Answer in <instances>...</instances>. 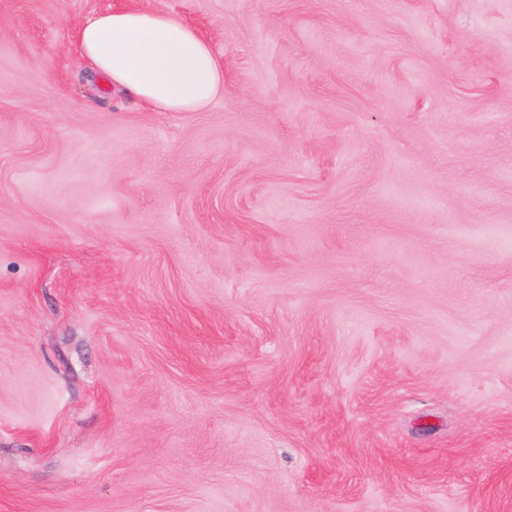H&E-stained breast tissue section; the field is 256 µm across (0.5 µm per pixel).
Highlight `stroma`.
Returning a JSON list of instances; mask_svg holds the SVG:
<instances>
[{
	"label": "stroma",
	"mask_w": 512,
	"mask_h": 512,
	"mask_svg": "<svg viewBox=\"0 0 512 512\" xmlns=\"http://www.w3.org/2000/svg\"><path fill=\"white\" fill-rule=\"evenodd\" d=\"M0 512H512V0H0ZM78 51L95 71L159 112H199L224 92L203 40L149 9L106 12L80 28Z\"/></svg>",
	"instance_id": "35a3bbf8"
}]
</instances>
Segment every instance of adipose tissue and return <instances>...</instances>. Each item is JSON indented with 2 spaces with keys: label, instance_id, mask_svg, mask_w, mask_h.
<instances>
[{
  "label": "adipose tissue",
  "instance_id": "1",
  "mask_svg": "<svg viewBox=\"0 0 512 512\" xmlns=\"http://www.w3.org/2000/svg\"><path fill=\"white\" fill-rule=\"evenodd\" d=\"M78 51L95 71L161 112H198L224 90L203 40L149 9L106 12L80 28Z\"/></svg>",
  "mask_w": 512,
  "mask_h": 512
}]
</instances>
